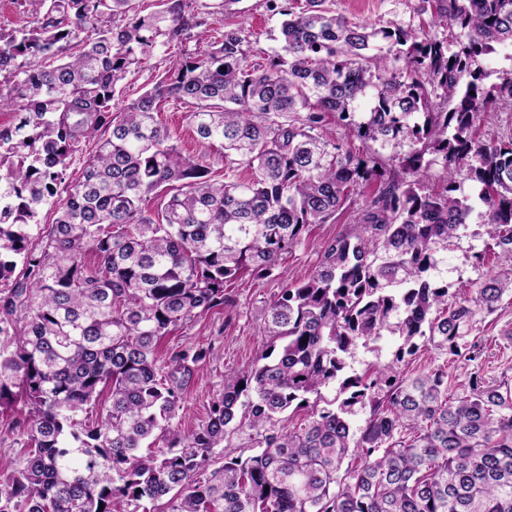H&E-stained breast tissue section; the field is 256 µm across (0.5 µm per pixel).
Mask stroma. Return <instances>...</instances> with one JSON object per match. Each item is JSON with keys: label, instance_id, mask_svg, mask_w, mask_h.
Wrapping results in <instances>:
<instances>
[{"label": "stroma", "instance_id": "35a3bbf8", "mask_svg": "<svg viewBox=\"0 0 512 512\" xmlns=\"http://www.w3.org/2000/svg\"><path fill=\"white\" fill-rule=\"evenodd\" d=\"M221 10V22L228 27H244L255 52L253 61L262 53L271 52L277 43L279 19L268 9V0H212ZM420 0H333L336 14L349 19L387 25L391 21L409 22L419 8ZM189 105L170 101L162 104L158 119L165 126L172 142L184 155L192 157L216 180L244 179L248 172L229 170L223 151L200 143L194 138L186 121ZM348 228L346 216L334 222L312 224L300 243L281 260L278 269L268 278L243 275L226 288L229 304L200 313L193 322L164 338L158 348L160 360L187 348H213L219 359L198 363L183 386L184 403L175 421L184 431H191L206 418L207 412L224 385L227 369H247L262 349L264 309L281 288L301 283L316 270L328 241ZM498 262L493 241L486 226L469 224L458 239L452 240L441 253V261L431 276L447 284L450 297L467 295L474 284L489 276ZM480 356L470 361L440 353L431 347H420L416 354L406 356L405 372L425 373L440 367L448 369L454 385L467 384L472 373L487 379L498 378L512 369V295L505 296L493 314L481 317L476 330Z\"/></svg>", "mask_w": 512, "mask_h": 512}]
</instances>
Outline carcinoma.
<instances>
[{
	"label": "carcinoma",
	"mask_w": 512,
	"mask_h": 512,
	"mask_svg": "<svg viewBox=\"0 0 512 512\" xmlns=\"http://www.w3.org/2000/svg\"><path fill=\"white\" fill-rule=\"evenodd\" d=\"M159 2L143 14L135 0H25L32 26L0 31V109L15 114L0 127V409L24 410L26 448L0 512H112L117 499L128 512H512V376L451 394L446 370L398 368L421 343L461 355L476 316L512 293V138L477 126L512 111V70L487 85L483 64L512 43V0H422L417 24L381 27L328 0H270L281 19L265 67L226 27L120 106L131 70L218 14ZM168 100L192 105L198 138L250 178L214 182L184 156L156 119ZM329 114L392 149L391 168L324 138ZM94 139L83 179L66 182ZM374 181L311 277L270 301L256 361L224 373L206 419L181 432L179 377L207 352L160 365V340L228 302L241 274L271 276ZM474 219L503 264L450 302L431 271ZM383 336L401 341L393 358L348 374ZM105 390L109 404L81 418ZM305 407L304 427L282 425ZM244 430L245 458L232 443Z\"/></svg>",
	"instance_id": "carcinoma-1"
}]
</instances>
